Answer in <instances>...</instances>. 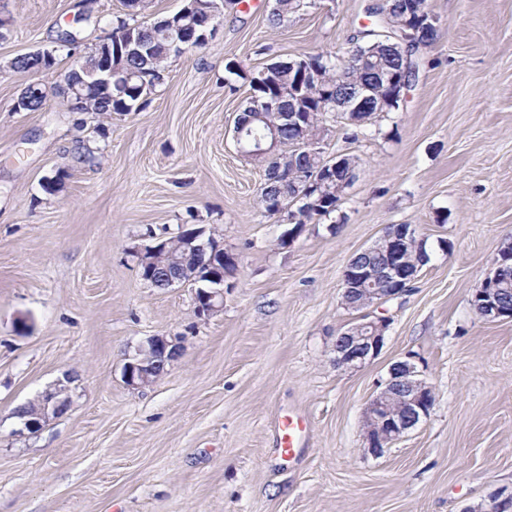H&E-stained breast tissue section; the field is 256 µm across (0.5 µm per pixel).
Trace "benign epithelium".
I'll return each instance as SVG.
<instances>
[{"label":"benign epithelium","instance_id":"7a95c632","mask_svg":"<svg viewBox=\"0 0 512 512\" xmlns=\"http://www.w3.org/2000/svg\"><path fill=\"white\" fill-rule=\"evenodd\" d=\"M224 0H186L176 19L169 21L164 40L173 52L181 53L192 44H203L216 29V20L223 14ZM79 44L77 36L67 42H57L51 48L37 49L21 54L10 62L18 69L22 60L29 62L30 72L50 71L56 63V56L64 51L74 55L72 49ZM145 46L130 36L112 42L107 34L98 45L92 59L82 56L76 60L70 73L64 75L68 83L67 100L73 111H87L91 95L100 88L112 84L123 85L136 77L120 65L112 63V54L130 57L143 54ZM373 88L365 85L354 86L338 95L336 89L327 90L330 111L341 114L363 115L373 100ZM48 94V89L39 82L27 85L19 94L14 109L25 112L33 102ZM234 139L240 152L248 158L269 154L265 143L249 144L244 139V128L234 127ZM311 202L305 193L298 194L289 204L288 222L295 229L281 238L284 246L291 245L302 228L299 221ZM179 247L169 249L166 242L146 245L133 250L143 280L156 288H173L186 283L196 286L194 301L200 315L209 316L224 306L225 276L237 266L233 254L212 236L204 237V230L181 232ZM415 231L408 224H389L383 235L372 246L354 254L344 267L342 288L356 289L371 302L357 322L336 336L334 351L336 366L358 368L380 354L384 346L385 333L390 320L375 314V309L395 298L410 293L404 287L416 279L411 267L409 249ZM498 277H488L475 290L471 305L476 313L491 320H512V306L504 307L496 300ZM176 344L165 336H152L139 346L123 367V377L128 386L140 388L158 379L175 358ZM380 390L369 402L365 414V438L367 451L378 455L383 449L403 438L427 417L435 403L433 388L418 378L415 366L408 360L393 363L388 377L379 384ZM72 396L68 382L58 381L46 389L38 398L19 408L22 429L31 434L39 432L44 425L71 406ZM462 512H512V493L504 494L493 490L476 508L466 507Z\"/></svg>","mask_w":512,"mask_h":512}]
</instances>
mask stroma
Here are the masks:
<instances>
[{
	"instance_id": "1",
	"label": "stroma",
	"mask_w": 512,
	"mask_h": 512,
	"mask_svg": "<svg viewBox=\"0 0 512 512\" xmlns=\"http://www.w3.org/2000/svg\"><path fill=\"white\" fill-rule=\"evenodd\" d=\"M373 0H310L281 28L274 0L225 7L199 49L171 58L138 112L70 111L61 75L9 68L76 32L90 51L122 0H0V512H461L512 490V321L471 295L512 243V0H428L437 38L403 107L322 147L358 164L331 216L279 246L262 167L233 138L249 80L305 53L345 56ZM49 94L14 104L29 83ZM62 175L63 187L43 183ZM408 224L430 260L383 305L379 356L336 366L354 316L342 271L387 225ZM187 227L238 266L223 310L198 316L191 286L144 281L133 248ZM181 346L153 384L123 379L149 337ZM412 359L434 407L382 454L364 415L394 362ZM72 377V406L38 433L15 409ZM307 421L284 457L278 425ZM45 95H48V89L39 82H33L27 85L19 94L14 109L18 112H27L33 102L40 100V102L34 106V112L38 111L44 105L45 100L41 99Z\"/></svg>"
}]
</instances>
